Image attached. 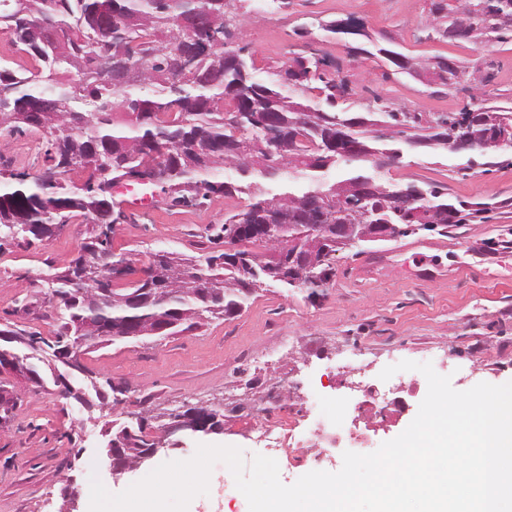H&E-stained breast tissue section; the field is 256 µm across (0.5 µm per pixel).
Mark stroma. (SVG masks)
I'll list each match as a JSON object with an SVG mask.
<instances>
[{
    "instance_id": "obj_1",
    "label": "stroma",
    "mask_w": 512,
    "mask_h": 512,
    "mask_svg": "<svg viewBox=\"0 0 512 512\" xmlns=\"http://www.w3.org/2000/svg\"><path fill=\"white\" fill-rule=\"evenodd\" d=\"M258 21L247 23L246 41L261 72L278 70L290 52L316 50L325 58L326 77L344 78L352 89L343 107L365 111L374 98L425 117L455 112L470 104L471 93L440 84L432 72L417 76L394 72L392 65L353 47L365 41L353 35L308 38L295 27L317 18H354L373 38L388 36L390 50L416 60L450 58L477 74L493 73L480 98L487 106L512 104V44L486 50L462 41H419L430 17V0H249ZM45 147L34 132H0V165L35 174L45 166ZM494 166L467 167L466 156L442 147L404 149L398 164L383 172L386 180L418 185L437 183L451 197L471 200L494 196L506 203L483 222L450 227L447 234L421 231L362 245L336 255V275L311 302L305 291L278 287L257 290L243 310L211 319L200 328L174 336H150L86 349L82 361L101 380L123 387L120 402L86 410L63 398L47 364H39L43 386L16 380L19 402L0 422V512H59L65 494L76 493V512H89L85 489L98 476L111 493L124 491L160 464L187 460L201 444L236 446L245 457L270 455L265 438L243 422L220 434H185L179 445L160 448L151 460L113 475L104 432L113 426H136L140 411H153L147 430L158 436L159 414L186 405L221 406L231 396L250 397L248 374L235 370L241 353L276 355L259 382L287 379L292 401L311 395L358 407L362 396L350 389L353 379L339 362L341 353L365 351L371 379L403 360L431 361L450 376L454 389L478 383L512 381V148L497 155ZM241 198L211 196L198 207L160 204L143 211L126 210L116 226L112 250L133 260L134 271L116 280L119 288L138 280L150 253L166 250L199 256L211 250V225L224 221L225 210ZM76 217L50 240L10 246L0 252V328L20 327L51 336L55 303L46 276L68 265L87 236ZM421 395L408 397L403 415L353 421L370 449L401 434L415 418ZM187 512H249L224 463L214 464L209 492L196 496Z\"/></svg>"
}]
</instances>
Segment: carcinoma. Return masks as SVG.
I'll list each match as a JSON object with an SVG mask.
<instances>
[{"label":"carcinoma","instance_id":"cac0c4a2","mask_svg":"<svg viewBox=\"0 0 512 512\" xmlns=\"http://www.w3.org/2000/svg\"><path fill=\"white\" fill-rule=\"evenodd\" d=\"M200 2L207 14L182 23V0H31L30 14L21 17L17 0H0V19H13L7 36L33 62L29 70L0 62V88L9 91L0 130L40 134L46 170L57 174L48 179L43 172L0 169V251L31 236L49 239L77 215L90 224L81 254L47 275L59 309L54 340H42L48 348H69L85 325L95 328L98 345L122 340L132 329L149 336L158 315L174 324L165 336L234 316L261 285L282 284L288 253L278 248L307 235L312 224L321 225L327 240L318 267L323 288L336 275L335 225L356 214L359 223L390 224V235L401 237L469 224L506 205L451 202L437 186L383 182L377 173L397 163L405 145L446 148L448 140L466 136L470 145L461 153L492 157L498 148L483 146L485 114L512 125V106L464 107L424 125L389 106L338 112L346 82L323 81V58L295 52L259 80L254 53L244 44L238 0ZM430 14L427 40L467 42L466 33L480 30L489 36L481 47L489 48L512 34V0H431ZM194 40L207 49L193 69L176 71L182 46ZM365 53L401 73L425 67L379 46ZM269 120L280 133L275 146L266 139ZM361 163L374 174L326 178L333 168ZM223 166L236 170L237 182L213 178ZM143 174L174 205L211 195L246 196L244 206L224 213L211 239L260 242L265 253L238 250L227 259L221 250L173 258L156 252L158 261H147L133 287L116 291L112 234L123 208L110 189ZM369 183L375 191L361 199L340 193ZM314 196L323 203L318 217L305 210ZM155 264L170 275L157 279ZM154 288L171 289V300L159 303ZM143 426L120 427L112 438L152 448Z\"/></svg>","mask_w":512,"mask_h":512}]
</instances>
